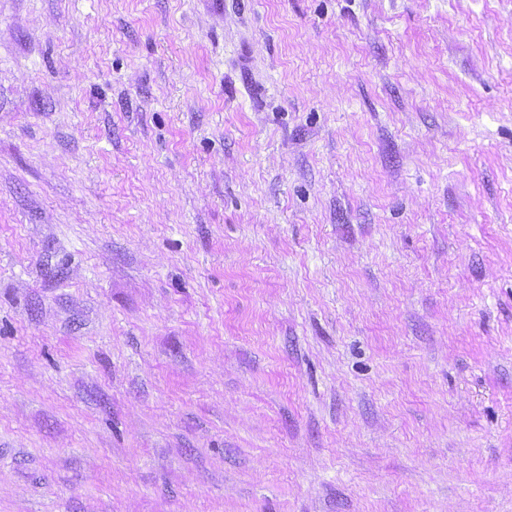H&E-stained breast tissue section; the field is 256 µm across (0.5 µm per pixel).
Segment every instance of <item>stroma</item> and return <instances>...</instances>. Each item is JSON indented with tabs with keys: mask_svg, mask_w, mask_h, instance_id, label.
I'll return each instance as SVG.
<instances>
[{
	"mask_svg": "<svg viewBox=\"0 0 512 512\" xmlns=\"http://www.w3.org/2000/svg\"><path fill=\"white\" fill-rule=\"evenodd\" d=\"M0 0V512H512V0Z\"/></svg>",
	"mask_w": 512,
	"mask_h": 512,
	"instance_id": "stroma-1",
	"label": "stroma"
}]
</instances>
